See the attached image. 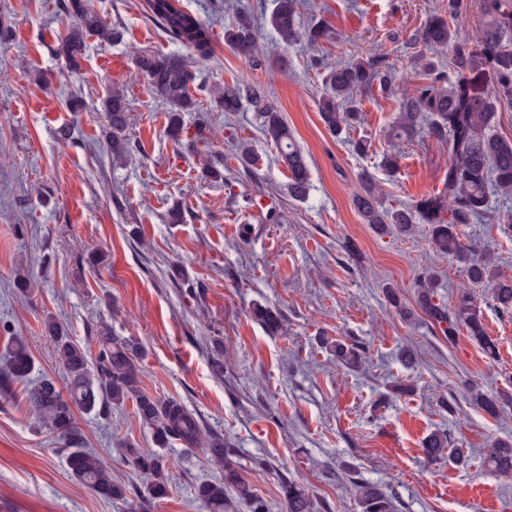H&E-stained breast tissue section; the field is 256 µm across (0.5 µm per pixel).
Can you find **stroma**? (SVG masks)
Segmentation results:
<instances>
[{
    "label": "stroma",
    "instance_id": "35a3bbf8",
    "mask_svg": "<svg viewBox=\"0 0 512 512\" xmlns=\"http://www.w3.org/2000/svg\"><path fill=\"white\" fill-rule=\"evenodd\" d=\"M88 4L122 37L88 36L72 70L56 53L72 24L61 0H0L9 36L0 48V347L24 336L34 377L58 381L46 319L92 351L106 330L136 340L145 350L144 391L179 401L204 432L223 436L270 512H284V479L308 490L315 512H361L355 479L393 494L395 512H512V477L484 463L492 443L512 439V404L493 417L472 401L477 392L512 395V309L472 284L463 262L437 251L427 225L383 234L354 205L367 175L388 208L444 189L447 144L423 130L399 139L389 130L398 97L418 83L413 59L425 47L411 39L446 0H300L301 26L327 31L313 48L279 42L269 23L275 0H180L211 40L194 59L200 109L183 115L188 130L206 131L179 143L168 133V105L134 58L181 44L150 17L146 0ZM241 12L257 29L250 59L224 43ZM370 56L393 68L392 93H358L364 124L330 133L318 108L327 68ZM236 83L261 86L281 112L308 163L306 199L289 194V172L250 103L236 112L214 107V92ZM115 89L127 98L123 157L112 153L104 110ZM73 100L80 111L70 110ZM361 139L369 143L363 153L353 147ZM243 142L256 155L249 167L236 155ZM387 154L396 170L383 167ZM211 165L220 178L206 177ZM175 207L178 224L168 221ZM511 214L512 196L491 194L462 237L508 280ZM427 274L435 303L454 307L465 291L476 297L497 359L466 332L448 340L417 312ZM257 304L281 310L279 333L254 319ZM338 340L362 350L359 368L337 364L330 345ZM406 346L416 357L410 368L399 359ZM29 388L0 393V512H131L70 476L28 405ZM76 418L113 476L142 484L124 448L153 441L134 406ZM435 432L465 449L468 462H429L422 442ZM167 453L169 496L154 512H205L195 488L219 470L178 441Z\"/></svg>",
    "mask_w": 512,
    "mask_h": 512
}]
</instances>
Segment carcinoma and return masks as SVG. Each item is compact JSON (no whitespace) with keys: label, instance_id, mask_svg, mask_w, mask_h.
I'll return each mask as SVG.
<instances>
[{"label":"carcinoma","instance_id":"1","mask_svg":"<svg viewBox=\"0 0 512 512\" xmlns=\"http://www.w3.org/2000/svg\"><path fill=\"white\" fill-rule=\"evenodd\" d=\"M298 4L299 0H277L270 24L288 47L302 39L315 45L325 36V30L318 24L301 28ZM147 7L172 40L202 54L208 50V29L183 10L178 0H147ZM62 8L76 20L57 46L58 54L69 65H79L86 33H95L107 41L117 38V32L104 26L89 10L86 0H63ZM481 9L486 30L477 46L458 39L457 23L464 16V0H448L445 13L428 20L421 40L431 50L450 49L455 79L430 61L422 64L416 73L423 83L400 99L398 121L390 131L391 136L399 138L425 127L430 136L448 143L453 162L448 166L444 192L421 198L408 208L386 209L378 188L367 178L363 193L355 199L365 223L400 234L410 231L414 224H428L431 243L440 251L454 254L462 250L461 228L474 223L487 209L490 187L504 194L512 192V139L489 131L498 107L512 102V0H482ZM224 42L238 54L252 56L256 29L251 17L240 16L224 31ZM135 64L147 78L152 93L170 106L169 136L181 142L186 131L181 113L199 109L191 93L198 80L197 69L187 57L177 53H144L135 57ZM486 72L494 78L493 89L481 93L476 77ZM376 81L385 89L393 83L392 68L381 57L357 59L329 71L320 116L332 133L338 135L342 127L363 121L360 111L350 106V99L354 90ZM244 97L258 113L264 135L274 143L279 159L290 172L292 196L304 198L309 186L304 155L281 112L268 102L261 88L226 86L217 92L216 103L226 112H236ZM105 107L112 125V150L120 155L124 152L121 136L128 120L125 94L112 91ZM467 276L477 284L491 283L493 298L499 306L512 308V281L498 279L490 256H471ZM430 289L431 284L421 281L418 306L434 323L445 325L441 332L448 336V341H454L458 331L464 329L487 358L495 359L497 348L488 339L480 309L469 293L460 294L458 305L451 312L433 303ZM253 316L271 333L281 328L282 315L274 308L257 305ZM47 329L64 370V387L44 378L28 391L27 400L46 432L64 445L69 473L75 480L106 499L127 500L130 489L126 483L112 478V468L95 452L82 447L74 410L90 412L100 403L110 408L130 402L150 430L154 444L149 449L131 445L125 448L128 464L147 477L143 489L136 493L133 512H152L158 502L168 497L166 471L170 461L166 449L175 440L190 448H202L208 462L223 471V478L196 488V498L206 512H224L225 496L230 492L250 504L251 512H267V504L242 475L235 449L220 437L203 436L198 420L180 402L154 398L142 389V350L137 342L105 332L96 337L99 352L92 362L88 349L71 341L55 322H48ZM332 348L337 361L351 367L358 364L360 354L356 346L338 341ZM32 370L33 359L27 344L20 336L11 337L6 354L0 359V391L26 381ZM447 447V436L435 433L423 442L422 451L429 461L437 462L447 456ZM488 464L495 472L512 476V442H496ZM352 485L361 512H395L393 496L382 488L355 481ZM282 490L285 512H314L313 500L304 487L288 481Z\"/></svg>","mask_w":512,"mask_h":512}]
</instances>
